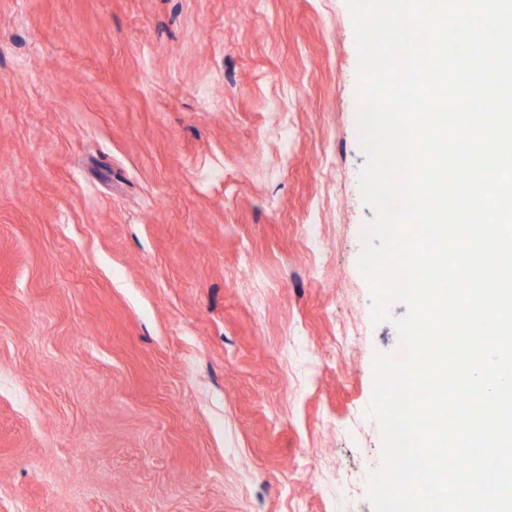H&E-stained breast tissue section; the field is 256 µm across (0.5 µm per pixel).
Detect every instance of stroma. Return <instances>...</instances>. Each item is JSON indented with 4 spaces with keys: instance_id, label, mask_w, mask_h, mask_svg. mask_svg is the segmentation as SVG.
I'll list each match as a JSON object with an SVG mask.
<instances>
[{
    "instance_id": "35a3bbf8",
    "label": "stroma",
    "mask_w": 512,
    "mask_h": 512,
    "mask_svg": "<svg viewBox=\"0 0 512 512\" xmlns=\"http://www.w3.org/2000/svg\"><path fill=\"white\" fill-rule=\"evenodd\" d=\"M347 0H0V512H373Z\"/></svg>"
}]
</instances>
